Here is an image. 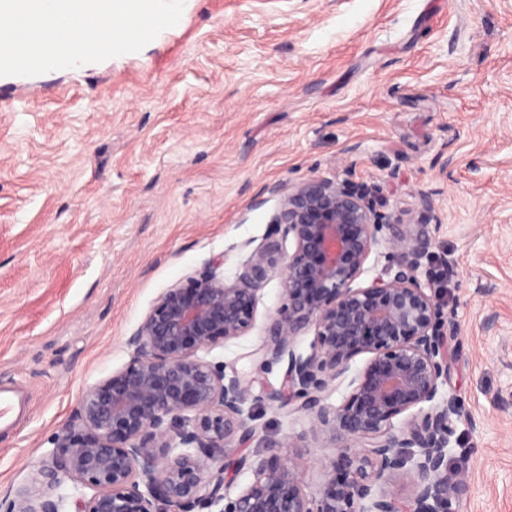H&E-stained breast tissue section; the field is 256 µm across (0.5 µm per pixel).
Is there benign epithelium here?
<instances>
[{
  "mask_svg": "<svg viewBox=\"0 0 512 512\" xmlns=\"http://www.w3.org/2000/svg\"><path fill=\"white\" fill-rule=\"evenodd\" d=\"M270 191L280 206L261 241L245 243L241 272L226 280L214 261L162 292L128 339L132 360L89 388L52 439L40 490L16 491L0 512H66L69 503L73 512H457L466 482L449 472L448 448L463 410L440 387L445 336L458 325L418 277L432 242L413 229L434 219L432 203L422 198L414 221L382 212L363 183L310 177ZM385 228L388 277L354 286ZM276 272L285 303L268 318L261 367L285 361L287 369L265 400L296 404L315 440L338 450L317 499L303 491L307 462L277 444L254 465L251 484L226 496L224 459L245 465L241 452L263 425L244 409L251 381L198 356L255 327L258 292ZM309 331L303 355L295 343ZM361 355L368 360L349 396L328 403L331 383ZM65 478L92 494L60 493ZM398 479L409 481V497L389 489Z\"/></svg>",
  "mask_w": 512,
  "mask_h": 512,
  "instance_id": "7a95c632",
  "label": "benign epithelium"
}]
</instances>
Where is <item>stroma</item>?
I'll use <instances>...</instances> for the list:
<instances>
[{
    "label": "stroma",
    "mask_w": 512,
    "mask_h": 512,
    "mask_svg": "<svg viewBox=\"0 0 512 512\" xmlns=\"http://www.w3.org/2000/svg\"><path fill=\"white\" fill-rule=\"evenodd\" d=\"M371 187L433 242L418 276L458 335L441 392L465 412L448 468L458 512H512V0H187L142 51L79 69L0 77V381L28 411L0 432V500L37 489L51 440L85 390L125 366L157 297L215 258L234 279L288 187ZM280 274L255 328L201 358L251 374ZM247 453L292 441L318 498L335 456L304 414L264 402ZM227 464V491L253 480Z\"/></svg>",
    "instance_id": "35a3bbf8"
}]
</instances>
